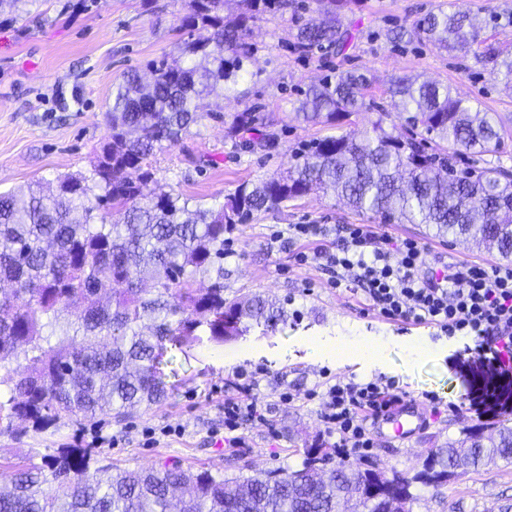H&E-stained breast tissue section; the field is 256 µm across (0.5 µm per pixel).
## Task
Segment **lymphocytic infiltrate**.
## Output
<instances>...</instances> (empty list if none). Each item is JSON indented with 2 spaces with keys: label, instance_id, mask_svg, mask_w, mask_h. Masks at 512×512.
Segmentation results:
<instances>
[{
  "label": "lymphocytic infiltrate",
  "instance_id": "f902f5d3",
  "mask_svg": "<svg viewBox=\"0 0 512 512\" xmlns=\"http://www.w3.org/2000/svg\"><path fill=\"white\" fill-rule=\"evenodd\" d=\"M300 239L309 248L300 264L317 265L336 288L360 290L375 314L403 323H427L451 336H470L456 364L460 372L478 370L483 382L471 385L462 405L478 418H490L502 392L512 385V265L439 261L427 267L425 247L398 240L368 224H292L275 241ZM273 389L264 371L233 370L224 380V432L228 448L244 444L247 423L266 422L261 389ZM421 400L431 413L442 403L430 392L412 395L394 382L336 379L321 398L322 434L340 463L362 459L375 446L376 422L401 406Z\"/></svg>",
  "mask_w": 512,
  "mask_h": 512
}]
</instances>
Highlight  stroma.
<instances>
[{
	"mask_svg": "<svg viewBox=\"0 0 512 512\" xmlns=\"http://www.w3.org/2000/svg\"><path fill=\"white\" fill-rule=\"evenodd\" d=\"M68 0H21L18 10L0 11V190H27L55 176L88 172L110 135L107 112L112 92L127 72L148 75L154 60L180 59L184 35L180 20L189 0H92L89 8ZM467 11L486 43L512 47V0H356L346 25L357 34L347 56L294 48L297 19L292 13L267 15L253 27L258 47L240 85L238 98L201 101L198 122L175 147L152 159L155 177L185 197L206 204L223 201L243 182L269 177L288 167L292 155L330 127L295 120L300 92L338 70L355 69L372 82L376 107L345 120L341 131L363 134L379 111L403 132L404 117L394 114L387 92L401 77L418 76L450 86L476 110L491 113L512 128V84L476 64L472 54H448L423 39L393 41L391 34L413 28L432 12ZM261 104L278 134L265 152L234 155L225 140L224 117ZM292 224H368L394 238H413L427 247V263L442 258L502 265L494 252L440 238L412 224H386L341 204L332 194H310L280 211L255 215L232 233L234 255L224 260V296L274 294L290 317L268 327L248 322L244 335L221 344L206 342L175 352L178 378L167 399L141 407L123 421H67L57 431L15 439L0 435V469L7 464L40 463L59 448H81L95 434L105 441L97 451L121 468L178 461L225 476H249L262 467L300 468L304 451L320 439L316 403L284 404L269 398L270 425L253 423L242 447L224 449V377L232 369L263 368L303 392L332 375L368 381L394 380L412 394L433 391L458 411L424 415L413 436L401 441L377 435L371 458L384 470H406L420 453L457 438L476 417L461 409L466 378L454 364L468 343L428 324H398L368 311L363 296L334 289L313 266L297 265L296 244L269 248V235ZM380 346L375 359L324 358L314 340ZM162 421L184 424V434L154 448L143 447L140 430ZM119 444H110L111 436ZM413 512H512V462L482 467L451 479L436 495L424 490Z\"/></svg>",
	"mask_w": 512,
	"mask_h": 512,
	"instance_id": "obj_1",
	"label": "stroma"
}]
</instances>
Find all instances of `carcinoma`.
<instances>
[{
	"mask_svg": "<svg viewBox=\"0 0 512 512\" xmlns=\"http://www.w3.org/2000/svg\"><path fill=\"white\" fill-rule=\"evenodd\" d=\"M352 0H190L180 30L182 59L151 65L149 84L127 76L112 94L110 140L90 174L59 175L18 196L0 192V435L45 432L63 420L125 416L167 398L178 377L169 352L222 343L242 325L268 327L288 314L275 299H224V234L290 200L332 191L385 224H422L438 237L512 257V174L503 167H457L463 154L498 152L512 137L488 112L472 111L446 85L414 77L391 82L393 107L409 135L379 117L360 141L352 133L312 140L287 171L244 182L210 207L158 184L146 160L176 145L200 118L197 100L236 92L258 47L252 26L264 15L307 13L294 47L343 54L354 35L342 9ZM415 29L435 48L466 52L476 42L470 14L430 13ZM491 72L512 76V55L489 44L474 52ZM369 79L341 70L301 92L296 117L337 125L369 106ZM253 107L225 128L232 147L274 143ZM432 448L420 466L387 472L373 463L332 465L317 443L301 467L271 468L240 480L177 463L131 470L102 464L94 448H59L42 464L6 472L0 512H412L416 490L499 460L512 462V427L499 421Z\"/></svg>",
	"mask_w": 512,
	"mask_h": 512,
	"instance_id": "obj_1",
	"label": "carcinoma"
}]
</instances>
